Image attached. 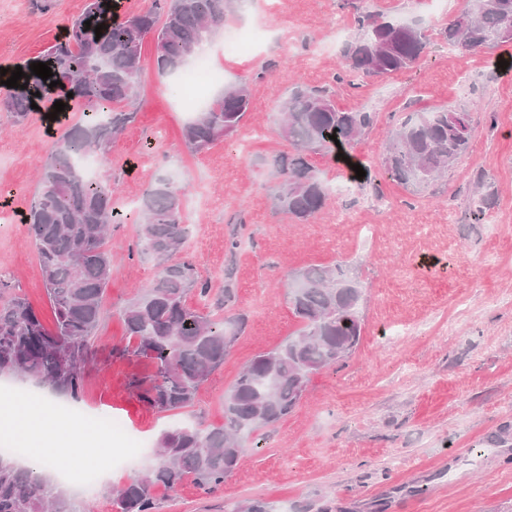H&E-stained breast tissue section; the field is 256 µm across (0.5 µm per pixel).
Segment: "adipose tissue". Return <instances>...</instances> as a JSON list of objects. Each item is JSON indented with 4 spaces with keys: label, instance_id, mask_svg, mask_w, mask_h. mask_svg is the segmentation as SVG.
<instances>
[{
    "label": "adipose tissue",
    "instance_id": "1",
    "mask_svg": "<svg viewBox=\"0 0 512 512\" xmlns=\"http://www.w3.org/2000/svg\"><path fill=\"white\" fill-rule=\"evenodd\" d=\"M54 427L59 436L73 441L86 437L82 427L76 426L55 410L52 397H44L40 404L32 405L26 399H19L14 412L0 420V428L25 435L30 441L45 442L47 427Z\"/></svg>",
    "mask_w": 512,
    "mask_h": 512
}]
</instances>
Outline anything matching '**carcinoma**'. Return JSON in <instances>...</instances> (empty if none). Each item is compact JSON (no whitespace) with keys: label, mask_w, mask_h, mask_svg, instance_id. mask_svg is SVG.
Segmentation results:
<instances>
[{"label":"carcinoma","mask_w":512,"mask_h":512,"mask_svg":"<svg viewBox=\"0 0 512 512\" xmlns=\"http://www.w3.org/2000/svg\"><path fill=\"white\" fill-rule=\"evenodd\" d=\"M109 0H87L84 12L37 61L52 69L44 81L22 65L18 88L0 89V112L20 125L38 105L67 90L84 120L52 143L39 172V189L22 213L36 246L52 326L25 300L0 304V376H16L47 386L55 395L78 398L86 364L93 357L92 337L102 318V300L112 279L108 233L124 223L115 206L112 183L87 181L77 158L87 152L109 161L110 148L137 116L136 101L144 70L142 48L155 44L158 70L174 73L191 62L197 48L224 28L229 0H151L145 10L121 14ZM91 25H85V21ZM105 25L102 36L95 27ZM360 34L343 51L336 84L353 85L351 76H384L409 68L426 52L425 33L416 25L357 14ZM448 45L472 50L512 43V0H488L458 14L445 30ZM53 81L59 82L49 87ZM40 96H35V93ZM250 110L242 84L224 86L195 112L182 137L199 153L236 131ZM281 137L294 153L280 159L282 179L275 190L279 211L304 224L326 205L327 188L306 160V153L346 152L374 123L371 112L336 108L327 87H296L281 104ZM469 113L436 109L408 117L391 135L384 159L388 178L426 188L467 151ZM337 136V140L329 136ZM185 193L158 177L137 208L141 252L160 261L157 279L122 311L128 336L137 340L132 354L152 361L155 373L139 385L141 398L159 412L191 406L200 386L224 363L246 324L233 314L213 320L189 306L188 295L208 296V281L188 262H176L186 248ZM350 265L314 267L291 279L288 298L303 327L282 345L256 355L224 393V425L201 428L180 424L157 440L155 461L142 476L112 498V512H154L155 490L175 489L192 477L211 491L237 467L250 435L290 414L311 376L343 364L357 349L363 293ZM0 512H77L69 494L42 471L0 458Z\"/></svg>","instance_id":"carcinoma-1"}]
</instances>
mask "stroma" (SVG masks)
<instances>
[{
    "label": "stroma",
    "instance_id": "1",
    "mask_svg": "<svg viewBox=\"0 0 512 512\" xmlns=\"http://www.w3.org/2000/svg\"><path fill=\"white\" fill-rule=\"evenodd\" d=\"M447 2L237 0L224 28L257 29V49L225 57L219 35L210 54L225 83L247 84L250 110L228 142L201 153L186 148L188 111L174 76L158 71L153 41H145L137 119L113 142L101 172L125 208L158 175L184 189L190 236L182 257L210 287L207 299L193 294L188 303L224 318V267L232 265L234 308L247 323L192 407H149L136 383L154 366L119 356L134 343L121 311L160 268L137 248L136 224L114 225L112 280L75 405L90 422L121 416L147 453L113 466L111 480L93 494L72 492L78 512H112L113 490L144 474L163 431L223 425L224 393L243 366L302 327L288 302L289 274L342 261L364 291L357 350L342 368L315 374L287 417L253 433V447L222 486L209 492L187 479L158 489L157 512H238L249 500L271 512H512V76L493 66L498 50L446 44L444 30L468 5ZM85 5L0 0V68L41 55ZM360 10L418 22L429 46L409 69L334 85L337 108L375 115L354 159L379 168L400 120L442 107L469 112L470 146L428 188L386 178L379 198L348 181L335 154H308L329 197L321 213L299 224L273 201L274 161L292 151L280 135V104L295 84H333ZM50 141L42 114L19 128L0 112V183L14 187L15 205L28 206ZM479 174L494 203L482 223L470 224ZM235 229L241 244L232 258L225 242ZM16 295L52 324L34 242L22 224L7 221L0 223V302Z\"/></svg>",
    "mask_w": 512,
    "mask_h": 512
}]
</instances>
